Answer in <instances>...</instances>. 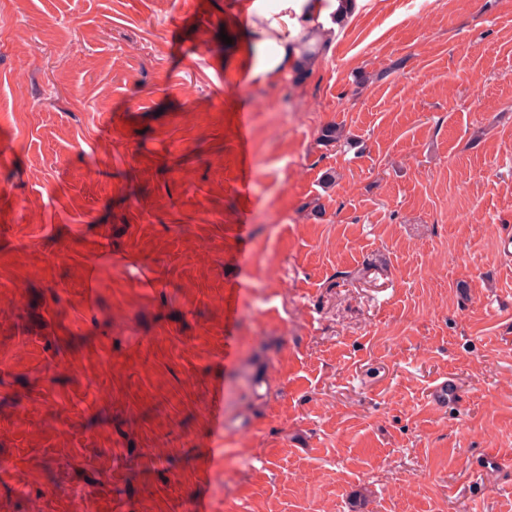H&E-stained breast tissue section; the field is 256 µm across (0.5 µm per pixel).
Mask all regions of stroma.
<instances>
[{"label": "stroma", "mask_w": 512, "mask_h": 512, "mask_svg": "<svg viewBox=\"0 0 512 512\" xmlns=\"http://www.w3.org/2000/svg\"><path fill=\"white\" fill-rule=\"evenodd\" d=\"M184 2L0 0V512H512V0ZM365 0H242L248 36L242 44V72L253 85H275L290 73L316 70L323 56L304 52L303 40L331 46Z\"/></svg>", "instance_id": "obj_1"}]
</instances>
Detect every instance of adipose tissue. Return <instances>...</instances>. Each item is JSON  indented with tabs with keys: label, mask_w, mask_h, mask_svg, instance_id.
<instances>
[{
	"label": "adipose tissue",
	"mask_w": 512,
	"mask_h": 512,
	"mask_svg": "<svg viewBox=\"0 0 512 512\" xmlns=\"http://www.w3.org/2000/svg\"><path fill=\"white\" fill-rule=\"evenodd\" d=\"M364 0H241L248 18L242 71L254 85H275L291 73L316 70L321 57L305 43L330 46Z\"/></svg>",
	"instance_id": "obj_1"
}]
</instances>
